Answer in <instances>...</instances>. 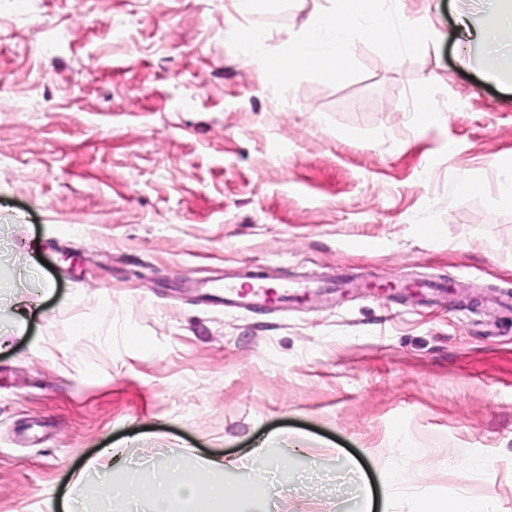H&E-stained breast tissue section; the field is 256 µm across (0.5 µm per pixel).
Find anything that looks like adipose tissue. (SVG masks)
I'll list each match as a JSON object with an SVG mask.
<instances>
[{
  "instance_id": "obj_1",
  "label": "adipose tissue",
  "mask_w": 512,
  "mask_h": 512,
  "mask_svg": "<svg viewBox=\"0 0 512 512\" xmlns=\"http://www.w3.org/2000/svg\"><path fill=\"white\" fill-rule=\"evenodd\" d=\"M492 17L482 24L475 12H460L458 30L465 42L504 49L503 65L487 68L483 77L490 82L512 84V0H484ZM118 448L102 449L95 465L99 471L98 488L106 497H120L145 504L148 512H174L178 503L189 505L191 512H225L231 501L256 499L262 493L259 483L231 486L224 480L226 466L218 458L205 459L186 469L170 463L165 469L126 470L122 484L111 479L112 464L121 459Z\"/></svg>"
}]
</instances>
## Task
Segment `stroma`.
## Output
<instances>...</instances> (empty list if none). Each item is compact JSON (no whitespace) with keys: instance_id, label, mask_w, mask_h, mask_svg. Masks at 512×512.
<instances>
[{"instance_id":"1","label":"stroma","mask_w":512,"mask_h":512,"mask_svg":"<svg viewBox=\"0 0 512 512\" xmlns=\"http://www.w3.org/2000/svg\"><path fill=\"white\" fill-rule=\"evenodd\" d=\"M471 2L405 0L434 17L418 57L361 40V75L280 97L228 36L265 24L277 46L327 0H0V282L50 290L0 353V512H127L73 484L113 445L192 467L265 440L282 468L233 512H337L353 460L373 512H512V84L459 64ZM462 172L485 193L458 194ZM254 273L347 286L258 313L205 299ZM432 85V81L427 79L416 92V107L413 113L412 124L417 131L425 129L432 124L437 117V113L433 111L429 99ZM493 501L486 498L481 501L472 500L466 497L457 499L452 507L448 503L432 498H425L418 502L414 512H494Z\"/></svg>"}]
</instances>
